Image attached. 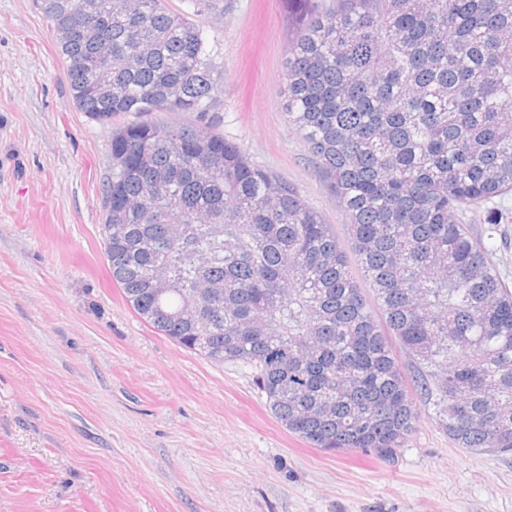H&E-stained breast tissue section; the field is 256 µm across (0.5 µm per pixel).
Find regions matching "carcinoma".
Returning <instances> with one entry per match:
<instances>
[{
	"instance_id": "cac0c4a2",
	"label": "carcinoma",
	"mask_w": 512,
	"mask_h": 512,
	"mask_svg": "<svg viewBox=\"0 0 512 512\" xmlns=\"http://www.w3.org/2000/svg\"><path fill=\"white\" fill-rule=\"evenodd\" d=\"M67 2L41 0L78 109L200 118L112 133L104 223L125 233L106 257L134 312L211 362L253 366L274 417L314 448L392 456L425 406L457 447L512 451V287L488 212L512 193V0H300L286 115L375 307L331 225L205 120L220 87L199 27L165 0H99L86 27ZM481 213L477 234L463 216ZM201 279L223 300L201 302Z\"/></svg>"
}]
</instances>
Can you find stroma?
<instances>
[{"mask_svg":"<svg viewBox=\"0 0 512 512\" xmlns=\"http://www.w3.org/2000/svg\"><path fill=\"white\" fill-rule=\"evenodd\" d=\"M166 4L209 38L222 78L209 121L349 245L285 113L284 0ZM136 120L77 109L40 0H0V512H512V452L457 448L430 411L386 459L310 447L253 367L210 362L127 305L102 191L112 134Z\"/></svg>","mask_w":512,"mask_h":512,"instance_id":"35a3bbf8","label":"stroma"}]
</instances>
